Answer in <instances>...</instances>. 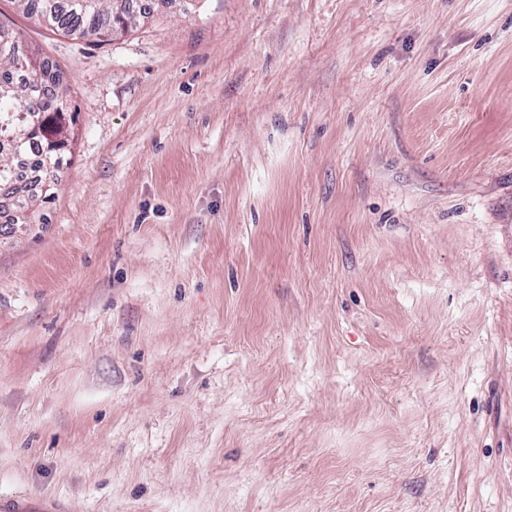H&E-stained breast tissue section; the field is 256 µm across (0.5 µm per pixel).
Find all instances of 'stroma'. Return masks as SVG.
I'll return each mask as SVG.
<instances>
[{
  "label": "stroma",
  "mask_w": 512,
  "mask_h": 512,
  "mask_svg": "<svg viewBox=\"0 0 512 512\" xmlns=\"http://www.w3.org/2000/svg\"><path fill=\"white\" fill-rule=\"evenodd\" d=\"M72 158L0 236V499L512 512V0H0ZM129 0H16L27 16L57 30L79 33L103 42L126 32L140 17L127 6Z\"/></svg>",
  "instance_id": "stroma-1"
}]
</instances>
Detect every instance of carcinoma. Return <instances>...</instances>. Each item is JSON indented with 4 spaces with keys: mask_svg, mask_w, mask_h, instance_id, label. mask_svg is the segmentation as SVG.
Returning a JSON list of instances; mask_svg holds the SVG:
<instances>
[{
    "mask_svg": "<svg viewBox=\"0 0 512 512\" xmlns=\"http://www.w3.org/2000/svg\"><path fill=\"white\" fill-rule=\"evenodd\" d=\"M23 13L57 30L104 41L140 15L128 0H16ZM0 225L28 224L55 194L75 142L76 111L60 76L16 32L0 25Z\"/></svg>",
    "mask_w": 512,
    "mask_h": 512,
    "instance_id": "1",
    "label": "carcinoma"
}]
</instances>
